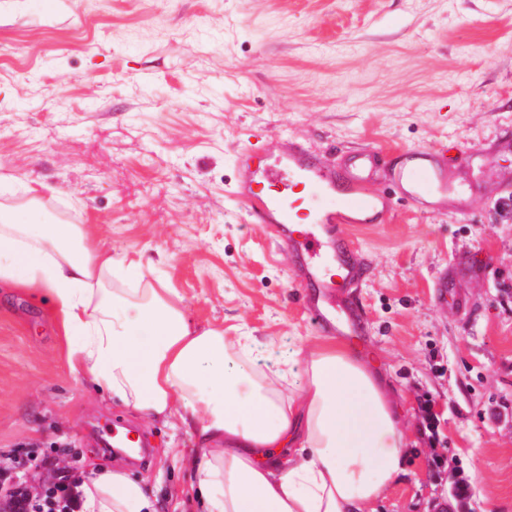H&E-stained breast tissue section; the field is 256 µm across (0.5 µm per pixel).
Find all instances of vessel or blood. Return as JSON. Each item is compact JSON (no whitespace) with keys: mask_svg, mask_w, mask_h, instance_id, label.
I'll return each instance as SVG.
<instances>
[{"mask_svg":"<svg viewBox=\"0 0 512 512\" xmlns=\"http://www.w3.org/2000/svg\"><path fill=\"white\" fill-rule=\"evenodd\" d=\"M379 157V151L369 149L328 163L295 143L276 157L259 155L252 144L237 158L241 184L252 193V214L274 226L304 270L303 308L329 334H359L365 329L358 305L339 310L336 295L366 272L352 255L349 226L384 224L392 214L390 198L368 189ZM391 181L414 204L458 192L444 152L434 148L403 151Z\"/></svg>","mask_w":512,"mask_h":512,"instance_id":"1","label":"vessel or blood"}]
</instances>
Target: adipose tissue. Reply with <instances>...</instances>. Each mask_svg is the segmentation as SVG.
Wrapping results in <instances>:
<instances>
[{
  "label": "adipose tissue",
  "mask_w": 512,
  "mask_h": 512,
  "mask_svg": "<svg viewBox=\"0 0 512 512\" xmlns=\"http://www.w3.org/2000/svg\"><path fill=\"white\" fill-rule=\"evenodd\" d=\"M45 192L31 181L0 204V281L52 297L73 370L194 433L203 512H375L407 444L375 353L333 336L280 351L197 327L141 261L95 248L82 225L42 220ZM80 490L83 512H153L118 472H90Z\"/></svg>",
  "instance_id": "1"
}]
</instances>
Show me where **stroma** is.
<instances>
[{
    "label": "stroma",
    "instance_id": "1",
    "mask_svg": "<svg viewBox=\"0 0 512 512\" xmlns=\"http://www.w3.org/2000/svg\"><path fill=\"white\" fill-rule=\"evenodd\" d=\"M255 133L332 162L445 150L459 195L348 230L368 267L355 341L409 427L376 512H512V0H0V176L46 184L47 213L140 259L196 325L297 348L319 334L302 273L235 195ZM115 415L149 466L99 444ZM196 446L72 370L48 296L0 285V455L29 487L106 467L156 512H196Z\"/></svg>",
    "mask_w": 512,
    "mask_h": 512
}]
</instances>
